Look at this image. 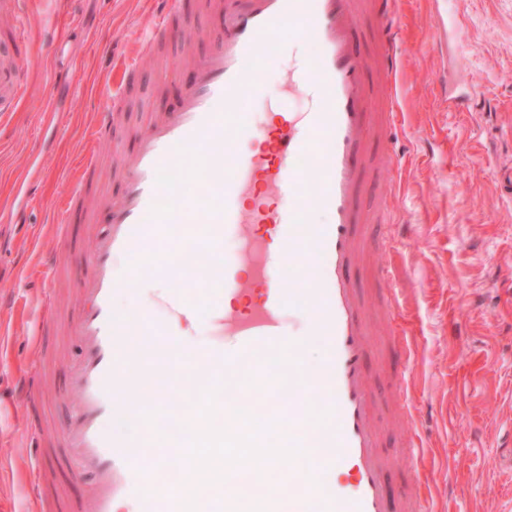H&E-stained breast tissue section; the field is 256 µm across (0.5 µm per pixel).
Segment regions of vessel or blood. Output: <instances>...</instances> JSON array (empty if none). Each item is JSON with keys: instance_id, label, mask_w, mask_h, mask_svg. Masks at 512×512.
Instances as JSON below:
<instances>
[{"instance_id": "obj_1", "label": "vessel or blood", "mask_w": 512, "mask_h": 512, "mask_svg": "<svg viewBox=\"0 0 512 512\" xmlns=\"http://www.w3.org/2000/svg\"><path fill=\"white\" fill-rule=\"evenodd\" d=\"M400 0H210L221 33L193 65L177 109L150 118L136 137L132 161L115 157L120 189L104 211L85 207L100 164L96 149L81 159L55 226L57 237L83 225L93 244L66 258L49 256L47 273H66L78 296L66 321L47 310L43 335L66 332L78 345L68 363L66 394L75 396L61 428L33 422L37 436L33 483L38 512H116L133 498L136 512H425L416 468L396 470L381 447L380 422L413 417L409 395L411 343L396 325V290L387 267L373 270L376 307L368 309L356 274L367 251L385 249L371 238L384 210L362 205L371 138H389L394 110L371 109L374 85L355 46L363 12L380 20L378 82L390 83L398 65V32L390 23ZM188 15L183 0H157L154 29L137 56L125 60L96 117L92 140H111L116 105L139 76V60L177 40ZM26 31L0 36V112L20 101L26 83ZM315 52L288 77V90L306 96L302 112L281 113L278 126L255 133L247 102L260 88L268 58L285 44ZM377 82V83H378ZM257 138L242 155L230 138ZM331 213L313 224L311 209ZM239 243L226 258L225 238ZM193 282L200 300L188 304L176 276ZM166 287L153 303L140 298L148 280ZM131 300L112 307L116 290ZM224 305L212 304V297ZM305 312L312 335L329 353L320 375H310L303 342L287 338L281 312ZM199 322L211 341L194 346L175 325ZM387 372L388 398H379L369 360ZM166 380L178 403L139 399L146 380ZM287 397L288 423L252 431L245 395ZM131 417L138 429L112 426ZM188 430V448H221L238 463L252 451L255 471L274 460H310L302 476L277 474L272 485L243 501L238 482L208 474L207 502L162 482L149 449L172 445L171 424ZM348 474V488L329 491L321 472ZM83 488L68 496L58 475Z\"/></svg>"}]
</instances>
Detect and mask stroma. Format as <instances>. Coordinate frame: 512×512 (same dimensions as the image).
<instances>
[{
  "instance_id": "stroma-1",
  "label": "stroma",
  "mask_w": 512,
  "mask_h": 512,
  "mask_svg": "<svg viewBox=\"0 0 512 512\" xmlns=\"http://www.w3.org/2000/svg\"><path fill=\"white\" fill-rule=\"evenodd\" d=\"M155 22L151 0H28V83L0 115V512H32L31 412L19 373L38 356L39 301L73 286L43 275L60 251L53 218L90 139L122 57ZM391 142L400 169L370 176L366 205L389 197L386 259L397 320L412 343L410 392L424 411L422 479L433 512H512V0H403ZM220 24L199 13L192 39L140 64L129 125L176 106L190 59ZM281 52L249 102L254 125L303 111L284 94Z\"/></svg>"
}]
</instances>
